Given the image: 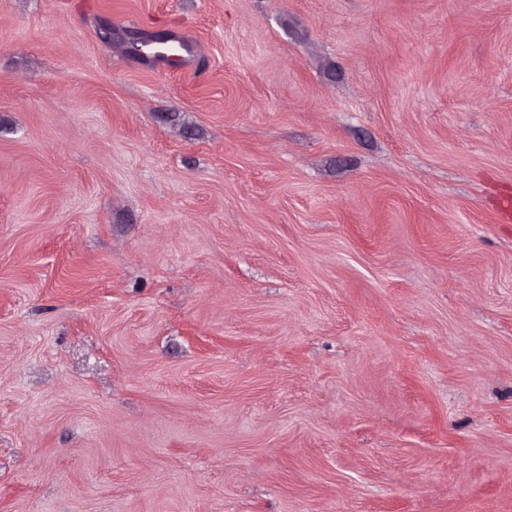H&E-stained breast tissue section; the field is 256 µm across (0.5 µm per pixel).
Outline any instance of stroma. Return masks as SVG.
<instances>
[{"instance_id": "stroma-1", "label": "stroma", "mask_w": 512, "mask_h": 512, "mask_svg": "<svg viewBox=\"0 0 512 512\" xmlns=\"http://www.w3.org/2000/svg\"><path fill=\"white\" fill-rule=\"evenodd\" d=\"M507 196L512 0H0V512H512Z\"/></svg>"}]
</instances>
